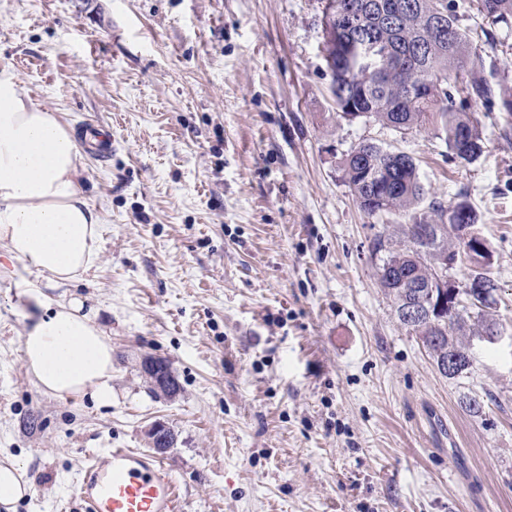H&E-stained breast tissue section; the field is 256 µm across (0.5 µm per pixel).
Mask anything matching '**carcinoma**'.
I'll list each match as a JSON object with an SVG mask.
<instances>
[{
  "instance_id": "1",
  "label": "carcinoma",
  "mask_w": 512,
  "mask_h": 512,
  "mask_svg": "<svg viewBox=\"0 0 512 512\" xmlns=\"http://www.w3.org/2000/svg\"><path fill=\"white\" fill-rule=\"evenodd\" d=\"M359 5L362 33L355 38L341 34L324 44L336 110L347 120L372 118L404 133L428 129L442 139L452 159L477 160L484 149L483 133L470 111L471 102L498 106L512 116V78L504 73L496 85L481 75L479 48L460 24L457 0H341ZM479 13L494 6L492 26L512 23V0H473ZM414 5L403 26L390 27L383 13H397ZM430 13L441 15L445 28L425 24ZM425 74L435 84L420 83ZM343 174L360 209L368 214L415 208L425 197L413 158L401 160L377 144H360L343 160ZM430 215L414 218L403 229L404 248L395 250L382 237L373 252H386L388 271L379 282L392 299L400 324L417 336L435 364L468 349L473 337L497 326L489 313L468 302L467 289L458 293V304L448 321L434 326L422 320L409 324L401 310L427 298L436 285L437 264L442 256L453 259L469 243L462 229L476 223V214L465 201L429 204ZM434 226L432 234L417 238L412 228Z\"/></svg>"
}]
</instances>
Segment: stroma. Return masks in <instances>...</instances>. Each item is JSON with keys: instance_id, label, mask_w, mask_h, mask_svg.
<instances>
[{"instance_id": "35a3bbf8", "label": "stroma", "mask_w": 512, "mask_h": 512, "mask_svg": "<svg viewBox=\"0 0 512 512\" xmlns=\"http://www.w3.org/2000/svg\"><path fill=\"white\" fill-rule=\"evenodd\" d=\"M461 23L492 32L487 81L512 71V28ZM322 44L320 0H0V65L70 133L104 122L117 140L103 163L82 151L100 252L59 290L112 341V403L37 385L28 272L0 268V460L32 486L0 512H83L87 453L152 451L158 421L187 512H512V344L438 372L372 250L413 215L365 214L342 172L372 142L413 156L428 198L467 201L512 333V122L473 106L485 152L460 163L433 134L345 120ZM149 356L178 395L153 392ZM144 371L154 380L162 391L176 378L169 365L159 357H148L144 360Z\"/></svg>"}]
</instances>
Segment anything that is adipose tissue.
Masks as SVG:
<instances>
[{
	"mask_svg": "<svg viewBox=\"0 0 512 512\" xmlns=\"http://www.w3.org/2000/svg\"><path fill=\"white\" fill-rule=\"evenodd\" d=\"M81 148L56 114L0 69V257L23 259L47 288L23 341L45 393L112 403V342L83 301L52 288L79 281L99 254L98 214L81 190Z\"/></svg>",
	"mask_w": 512,
	"mask_h": 512,
	"instance_id": "1",
	"label": "adipose tissue"
}]
</instances>
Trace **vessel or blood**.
<instances>
[{
  "mask_svg": "<svg viewBox=\"0 0 512 512\" xmlns=\"http://www.w3.org/2000/svg\"><path fill=\"white\" fill-rule=\"evenodd\" d=\"M88 145L100 158L112 154V137L86 127ZM85 512H186V498L162 461L137 448H104L89 454L76 484Z\"/></svg>",
  "mask_w": 512,
  "mask_h": 512,
  "instance_id": "obj_1",
  "label": "vessel or blood"
}]
</instances>
